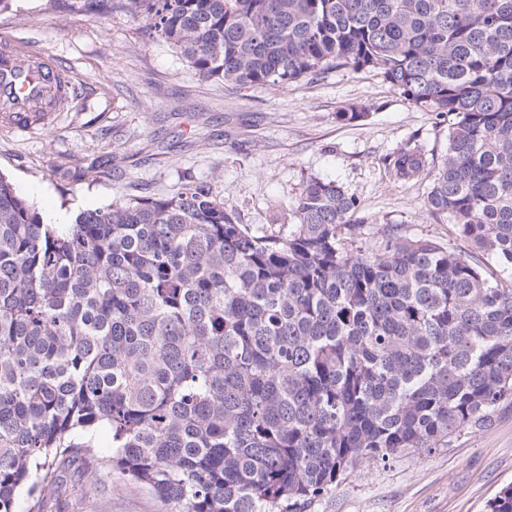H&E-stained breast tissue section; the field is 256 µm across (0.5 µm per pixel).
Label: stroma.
<instances>
[{"label": "stroma", "instance_id": "1", "mask_svg": "<svg viewBox=\"0 0 512 512\" xmlns=\"http://www.w3.org/2000/svg\"><path fill=\"white\" fill-rule=\"evenodd\" d=\"M126 0H13L0 40L32 45L66 70V106L23 126L0 122V174L43 215L68 218L142 197L173 196L209 182L238 223L270 232L292 223L312 178L333 180L358 203L353 223L371 241L395 226L465 248L451 222L425 209L430 178L402 184L388 173L396 148L422 145L435 162L448 126L410 106L373 72L339 69L288 87L244 91L201 79L168 43L142 33ZM369 107L368 118L337 112ZM88 167L75 180L66 172ZM68 493L48 512H169L154 492L117 470L61 465ZM512 484V412L464 431L450 447L344 473L304 512H489Z\"/></svg>", "mask_w": 512, "mask_h": 512}]
</instances>
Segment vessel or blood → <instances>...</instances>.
Segmentation results:
<instances>
[{
    "label": "vessel or blood",
    "mask_w": 512,
    "mask_h": 512,
    "mask_svg": "<svg viewBox=\"0 0 512 512\" xmlns=\"http://www.w3.org/2000/svg\"><path fill=\"white\" fill-rule=\"evenodd\" d=\"M58 74L54 64L24 45L0 47V101L8 100L14 124H24L33 105L48 101Z\"/></svg>",
    "instance_id": "b4317fda"
}]
</instances>
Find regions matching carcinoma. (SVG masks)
<instances>
[{
  "label": "carcinoma",
  "mask_w": 512,
  "mask_h": 512,
  "mask_svg": "<svg viewBox=\"0 0 512 512\" xmlns=\"http://www.w3.org/2000/svg\"><path fill=\"white\" fill-rule=\"evenodd\" d=\"M199 77L285 88L375 71L448 123L390 176L512 266V0H128ZM313 178L286 233L211 186L43 218L0 174V512L53 462L117 469L173 512H302L348 469L447 448L512 410V284ZM106 433L112 455L99 454ZM490 512H512V486Z\"/></svg>",
  "instance_id": "cac0c4a2"
}]
</instances>
